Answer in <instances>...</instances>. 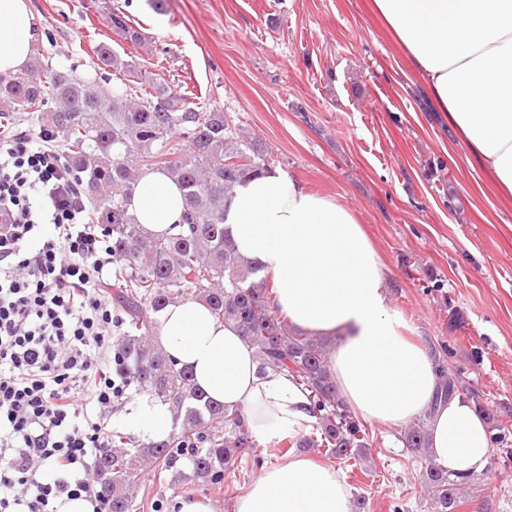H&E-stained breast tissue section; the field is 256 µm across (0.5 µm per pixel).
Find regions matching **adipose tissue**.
Returning a JSON list of instances; mask_svg holds the SVG:
<instances>
[{
    "instance_id": "ef3b65f1",
    "label": "adipose tissue",
    "mask_w": 512,
    "mask_h": 512,
    "mask_svg": "<svg viewBox=\"0 0 512 512\" xmlns=\"http://www.w3.org/2000/svg\"><path fill=\"white\" fill-rule=\"evenodd\" d=\"M375 13L428 94L500 194L512 197V0H372ZM37 33L30 0H0V73L27 68ZM148 235L171 234L185 208L166 173L142 171L128 205ZM239 254L276 284L275 304L298 330L337 339L329 369L362 418L397 427L431 413L430 455L462 476L486 473L487 425L462 395L434 406L439 376L429 349L389 306L381 260L354 213L275 169L238 185L224 214ZM157 343L213 401L247 415L270 445L307 432V400L277 371L260 372L253 347L201 301L169 305ZM125 426L151 441L174 427L169 407L139 402ZM232 512H351L336 467L291 456L263 469Z\"/></svg>"
}]
</instances>
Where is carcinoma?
Returning a JSON list of instances; mask_svg holds the SVG:
<instances>
[{"instance_id":"cac0c4a2","label":"carcinoma","mask_w":512,"mask_h":512,"mask_svg":"<svg viewBox=\"0 0 512 512\" xmlns=\"http://www.w3.org/2000/svg\"><path fill=\"white\" fill-rule=\"evenodd\" d=\"M112 29L134 45L142 42L118 9L112 11ZM93 53L99 70L132 71V63L106 42L97 43ZM43 58L38 48L26 70L0 74V116L37 115L45 130L61 137L65 163L81 179L94 211L112 216V300L122 330L113 367L129 387L174 411L175 427L166 440L136 445L117 431L113 448L99 454L95 476L108 512H141L138 493L148 463L161 481L180 473L178 463L185 458L189 479L208 490L224 481L244 449L257 446L242 412L205 398L191 372L151 343L156 315L176 302H205L216 317L237 327L262 368L285 373L304 392L314 422L309 433L289 437L286 447L321 448L342 463L367 455L371 430L336 389L328 369L329 343L288 325L273 303L272 281L258 278V268L239 254L224 226L236 186L270 168L263 152L224 113L189 106L188 94L161 77L136 90L109 89L66 71L51 72ZM144 168L166 170L184 191V224L174 234L149 236L128 212ZM435 364L440 398L459 393L460 375L442 355ZM471 399L491 424V443L509 447L512 431L479 395ZM430 420L429 413L415 419L400 432V441L424 460L421 489L437 512H456L466 478L433 463Z\"/></svg>"}]
</instances>
